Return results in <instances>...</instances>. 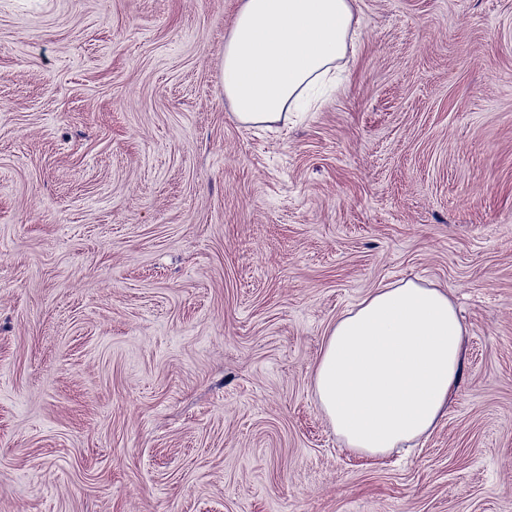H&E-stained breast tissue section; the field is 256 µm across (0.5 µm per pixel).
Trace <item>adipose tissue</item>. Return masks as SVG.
I'll use <instances>...</instances> for the list:
<instances>
[{
    "label": "adipose tissue",
    "instance_id": "1",
    "mask_svg": "<svg viewBox=\"0 0 512 512\" xmlns=\"http://www.w3.org/2000/svg\"><path fill=\"white\" fill-rule=\"evenodd\" d=\"M357 0H240L220 60L224 95L246 127L288 122L336 82ZM468 329L446 289L402 280L331 323L311 382L349 453L379 459L433 433L455 396Z\"/></svg>",
    "mask_w": 512,
    "mask_h": 512
}]
</instances>
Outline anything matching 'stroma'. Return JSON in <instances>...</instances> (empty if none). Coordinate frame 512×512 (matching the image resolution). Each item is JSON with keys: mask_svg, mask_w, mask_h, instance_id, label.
I'll use <instances>...</instances> for the list:
<instances>
[{"mask_svg": "<svg viewBox=\"0 0 512 512\" xmlns=\"http://www.w3.org/2000/svg\"><path fill=\"white\" fill-rule=\"evenodd\" d=\"M239 0H0V512H512V0H358L346 79L237 123ZM447 289L409 454L313 397L372 289Z\"/></svg>", "mask_w": 512, "mask_h": 512, "instance_id": "obj_1", "label": "stroma"}]
</instances>
